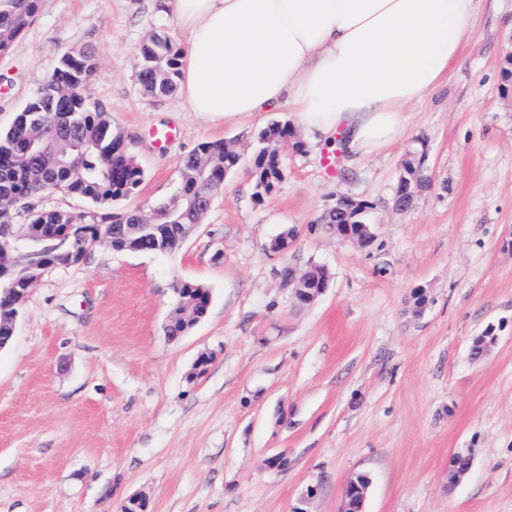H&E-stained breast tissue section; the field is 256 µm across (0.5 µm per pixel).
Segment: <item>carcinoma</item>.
<instances>
[{
	"label": "carcinoma",
	"instance_id": "carcinoma-1",
	"mask_svg": "<svg viewBox=\"0 0 512 512\" xmlns=\"http://www.w3.org/2000/svg\"><path fill=\"white\" fill-rule=\"evenodd\" d=\"M42 0H0V55L29 27ZM181 51L167 36L154 34L141 50L139 79L152 95L172 92L178 77ZM97 60L89 48L58 56L51 77L17 113L12 126L0 133V225L15 221L24 201L63 190L105 204L125 200L137 193L143 170L126 148L108 114L84 94ZM295 147V133L288 123H274L259 137L252 160L256 195L268 194L282 181L283 151ZM238 165V153L222 141H204L182 163L178 193L153 208L152 235L135 230L112 238V225L139 224L137 210L105 212L99 208L81 211L44 210L31 223L44 227L45 238L26 249L6 245L0 249V270L6 279L36 283L46 269L79 262L100 242L117 252L127 241L139 239L149 249L168 241L179 246L178 225L190 230L200 223L204 210L196 203L210 204L224 189L221 181L209 182L211 173L222 174ZM169 335L182 336L208 311L209 290L200 284L180 286Z\"/></svg>",
	"mask_w": 512,
	"mask_h": 512
}]
</instances>
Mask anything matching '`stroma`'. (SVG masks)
<instances>
[{
    "label": "stroma",
    "instance_id": "obj_1",
    "mask_svg": "<svg viewBox=\"0 0 512 512\" xmlns=\"http://www.w3.org/2000/svg\"><path fill=\"white\" fill-rule=\"evenodd\" d=\"M154 33L185 40L160 0H43L0 55V132L53 73L94 48L84 92L144 171L118 208L150 211L179 186L198 144L241 156L200 224L171 253L116 252L49 268L0 349V512H339L349 478L371 479L365 512H512V0H481L448 81L409 108L384 150L338 152L295 125L277 189L256 197L250 157L288 112L211 122L177 93L139 83ZM173 127L157 150L150 131ZM428 183L395 204L404 162ZM368 204L373 239L336 237L322 215ZM296 229L287 253L271 244ZM323 267L325 293L300 304L280 277ZM210 291L186 336L163 328L180 283ZM429 301L416 311L415 289ZM497 342L480 360L469 346ZM213 357L193 375L199 355ZM473 449L466 478L448 463Z\"/></svg>",
    "mask_w": 512,
    "mask_h": 512
}]
</instances>
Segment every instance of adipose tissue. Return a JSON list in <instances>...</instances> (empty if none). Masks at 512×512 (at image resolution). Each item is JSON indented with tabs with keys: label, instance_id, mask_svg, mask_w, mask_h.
Segmentation results:
<instances>
[{
	"label": "adipose tissue",
	"instance_id": "adipose-tissue-1",
	"mask_svg": "<svg viewBox=\"0 0 512 512\" xmlns=\"http://www.w3.org/2000/svg\"><path fill=\"white\" fill-rule=\"evenodd\" d=\"M187 34L178 94L224 121L285 110L369 153L447 78L479 0H167Z\"/></svg>",
	"mask_w": 512,
	"mask_h": 512
}]
</instances>
